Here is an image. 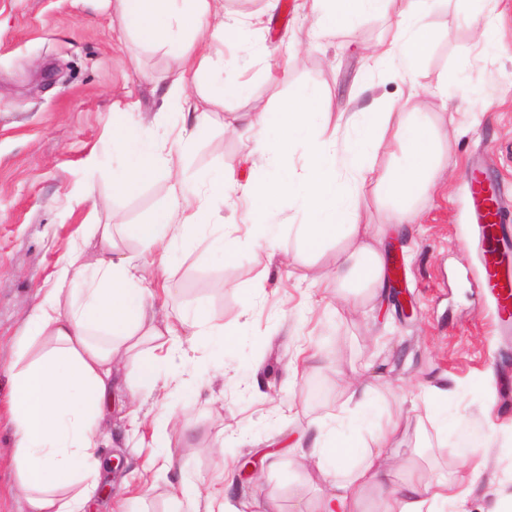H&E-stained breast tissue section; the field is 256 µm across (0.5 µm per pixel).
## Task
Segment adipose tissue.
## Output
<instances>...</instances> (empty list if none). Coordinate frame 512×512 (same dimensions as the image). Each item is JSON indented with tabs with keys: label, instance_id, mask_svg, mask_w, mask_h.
Wrapping results in <instances>:
<instances>
[{
	"label": "adipose tissue",
	"instance_id": "obj_1",
	"mask_svg": "<svg viewBox=\"0 0 512 512\" xmlns=\"http://www.w3.org/2000/svg\"><path fill=\"white\" fill-rule=\"evenodd\" d=\"M437 0H405V7L388 47L379 60L398 64L404 79H412L423 58L431 27L427 18ZM386 0H311L310 10L318 32L361 13L384 9ZM122 32L168 47L179 67L166 91L168 111L181 113L176 135L180 148H188L207 129L209 115L193 111L188 77L208 72L213 60L196 52L202 32L226 44L239 41V30L224 20L222 0H114ZM328 115L319 95L297 89L287 108L272 111L256 106L232 126L238 137L251 139L275 175L268 180L236 186L230 181L210 183L194 196L181 186L171 188L169 204L148 221L125 225L145 254H153L169 232L187 227L218 229L215 244L232 263L243 242L224 228L218 204L240 192L252 225L266 226V217L282 197L293 199L304 215L296 232L305 253L320 254L329 243L341 244L332 273L338 286L356 295L378 298L387 285L386 260L371 227L358 221V191L374 171L378 155L399 150L403 163L377 179L375 193L381 201L406 214L412 203L426 196L439 167L443 140L440 125L419 115L402 112H353L346 126L353 134L344 150L335 141L320 138ZM308 136L307 162L301 178L288 172L294 141ZM112 144L128 160L113 192L126 195L160 169L170 167L172 152L155 132L112 121ZM146 270L131 258L118 255L111 225H102L98 248L84 255L73 247L60 262L53 288L30 308L17 339L19 357L36 341L45 349L12 376L11 414L19 485L29 512H86L98 488L101 466L98 426L103 404L115 390L124 388L130 399L161 393L165 381L184 385L177 361L181 337L220 336L224 325L212 316L182 313L176 320L159 319ZM155 340L158 350L148 351L135 385L125 386L117 369L142 342ZM342 417L320 422L312 438L310 459L318 468L335 465L339 457L357 452L360 462L341 473L327 497V512H357L367 488L379 496L376 512H451L465 501L481 468L454 479L421 471L411 459L396 461L391 444L398 433L390 426L371 442L351 446L339 432ZM404 470L401 484H392L396 470Z\"/></svg>",
	"mask_w": 512,
	"mask_h": 512
}]
</instances>
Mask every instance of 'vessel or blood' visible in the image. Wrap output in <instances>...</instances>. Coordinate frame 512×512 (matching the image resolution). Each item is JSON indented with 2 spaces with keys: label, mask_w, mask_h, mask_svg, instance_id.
<instances>
[{
  "label": "vessel or blood",
  "mask_w": 512,
  "mask_h": 512,
  "mask_svg": "<svg viewBox=\"0 0 512 512\" xmlns=\"http://www.w3.org/2000/svg\"><path fill=\"white\" fill-rule=\"evenodd\" d=\"M466 181L477 223L483 231L485 276L481 289L484 295L494 299L497 306V327L500 332L506 333L512 331V267L501 266L496 260L498 239L489 232L490 226L502 221L503 196L494 187L486 185L480 169H471Z\"/></svg>",
  "instance_id": "obj_1"
}]
</instances>
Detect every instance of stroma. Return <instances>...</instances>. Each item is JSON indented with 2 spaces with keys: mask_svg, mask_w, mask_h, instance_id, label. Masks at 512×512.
<instances>
[{
  "mask_svg": "<svg viewBox=\"0 0 512 512\" xmlns=\"http://www.w3.org/2000/svg\"><path fill=\"white\" fill-rule=\"evenodd\" d=\"M402 0L357 17L330 35H317L305 0H265L239 8L224 0L228 18L240 21L246 45L217 46L221 79L246 84L247 93L208 101L207 80L189 84L192 106L210 126L182 160L186 182L197 186L229 177L238 183L263 175L249 141L224 125L263 103L287 104L295 88L318 92L325 111L357 112L389 104L422 112L445 126L441 166L427 198L411 208L407 229L396 211L378 200L372 184L359 191V221L382 226L387 258H399L412 310L392 296L352 299L328 277L336 246L312 257L291 225L301 215L278 201L277 248L244 245L235 263L211 245L210 233H187L167 243L168 284L156 291L158 310L201 311L223 319L233 341L206 336L188 349V362L216 364L215 376L175 394L171 407L185 425L168 430L164 453L174 468L146 481L150 449L135 447L126 431L131 415L152 434L161 405L132 410L122 396L106 409L104 456L115 463L112 495H95L88 512H112L114 493L138 495L139 512H172L183 476L202 495L227 498L239 512H313L340 469L319 472L302 458L315 422L347 405L343 377H373L377 395L366 420L349 440L371 439L395 422L398 456L420 453L429 470L472 468L488 439L501 447L482 471L465 503L486 512L512 498V338L496 334L495 304L483 296L482 242L465 173L480 165L494 184L512 190V0H498L502 24L488 50L477 45L471 17L475 0H447L428 18L433 37L416 70L415 97L400 75L370 70L371 57L394 33ZM287 69L273 82L268 72ZM176 70L166 48L118 35L103 0H0V512H27L18 486L10 375L22 368L15 341L28 307L50 287L58 262L80 241L93 252L94 225L108 224L117 249L140 257V244L122 224H138L161 211L169 180L158 173L132 194L116 197L112 180L125 166L112 148V114L127 113L143 127L179 123L163 99ZM110 206H101V199ZM256 285L244 311L243 287ZM447 384L446 424L428 417L426 389ZM492 407L491 417L480 411ZM259 461L257 475L241 474L242 460Z\"/></svg>",
  "mask_w": 512,
  "mask_h": 512,
  "instance_id": "35a3bbf8",
  "label": "stroma"
}]
</instances>
